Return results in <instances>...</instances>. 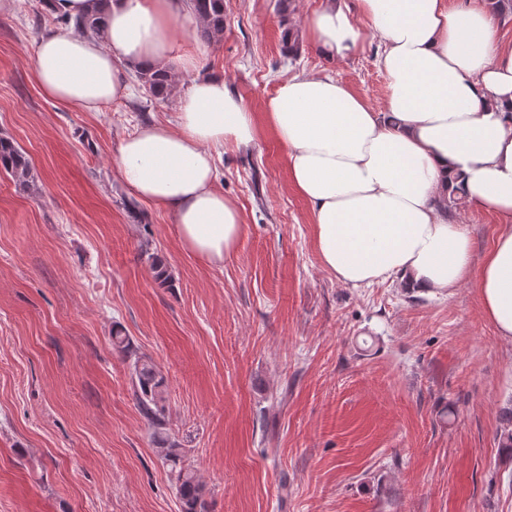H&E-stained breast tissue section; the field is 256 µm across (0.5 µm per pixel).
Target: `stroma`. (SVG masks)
<instances>
[{
    "mask_svg": "<svg viewBox=\"0 0 512 512\" xmlns=\"http://www.w3.org/2000/svg\"><path fill=\"white\" fill-rule=\"evenodd\" d=\"M319 4L224 0L217 46L176 28L179 87L223 73L258 116L293 74L329 72L381 109L374 42L336 61L284 50L283 30L301 31ZM37 5L0 16V136L36 177L29 188L0 173V512H180L117 330L166 377L168 428L208 512H512V450L498 442L512 342L477 289L337 282L264 126L218 165L244 221L237 249L220 267L192 254L114 165L121 138L170 119L177 97L138 86L97 112L47 98L32 69L57 25ZM188 54L197 70L181 68Z\"/></svg>",
    "mask_w": 512,
    "mask_h": 512,
    "instance_id": "35a3bbf8",
    "label": "stroma"
}]
</instances>
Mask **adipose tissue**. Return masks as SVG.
Wrapping results in <instances>:
<instances>
[{"instance_id": "adipose-tissue-1", "label": "adipose tissue", "mask_w": 512, "mask_h": 512, "mask_svg": "<svg viewBox=\"0 0 512 512\" xmlns=\"http://www.w3.org/2000/svg\"><path fill=\"white\" fill-rule=\"evenodd\" d=\"M493 0H322L303 19L325 58L376 43L382 111L336 77L296 74L264 106L291 184L309 204L316 251L343 285L388 279L441 295L474 282L501 339L512 341V42ZM182 0H109L96 38L50 32L33 77L59 104L96 112L127 97V69L163 66ZM369 26L361 28L357 20ZM252 112L222 75L194 78L172 121L124 137L115 166L139 200L168 211L185 249L214 265L236 250L242 217L217 187L220 148L257 140ZM499 234L474 261L466 225L448 212L450 182Z\"/></svg>"}]
</instances>
